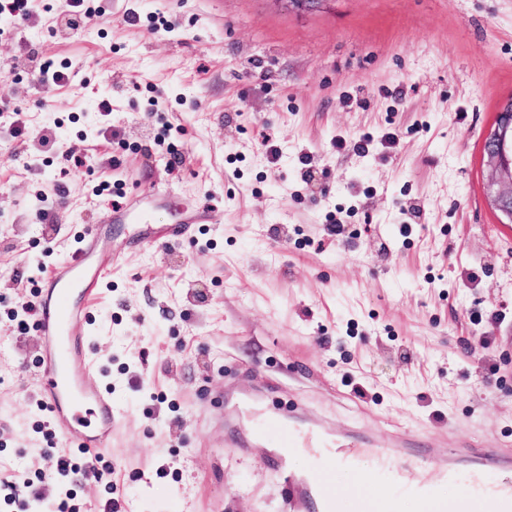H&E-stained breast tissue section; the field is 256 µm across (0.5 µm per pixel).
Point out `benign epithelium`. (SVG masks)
I'll list each match as a JSON object with an SVG mask.
<instances>
[{
    "label": "benign epithelium",
    "instance_id": "obj_1",
    "mask_svg": "<svg viewBox=\"0 0 512 512\" xmlns=\"http://www.w3.org/2000/svg\"><path fill=\"white\" fill-rule=\"evenodd\" d=\"M487 205L512 224V98L505 100L483 152Z\"/></svg>",
    "mask_w": 512,
    "mask_h": 512
}]
</instances>
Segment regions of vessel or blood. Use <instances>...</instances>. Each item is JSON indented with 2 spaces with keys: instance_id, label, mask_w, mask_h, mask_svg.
Masks as SVG:
<instances>
[{
  "instance_id": "obj_1",
  "label": "vessel or blood",
  "mask_w": 512,
  "mask_h": 512,
  "mask_svg": "<svg viewBox=\"0 0 512 512\" xmlns=\"http://www.w3.org/2000/svg\"><path fill=\"white\" fill-rule=\"evenodd\" d=\"M150 204L146 197H127L124 204L105 213L101 223L85 227L70 256L48 271L33 297L34 328L46 344V353L32 379L67 445L95 449L112 445V390L88 385L95 375L88 352V328L93 304L105 282L97 257L109 243L108 225L146 223ZM211 221L209 209L203 206L186 215L183 224L143 233L139 243L162 255L185 233L187 225ZM254 433L285 454H311L306 479L293 484L287 497L290 506L301 504L308 512H336V501L325 483L326 467L359 468L367 453L376 459L371 478L383 493L376 500L363 501V512H394L406 494L414 495L421 512H512L511 448L474 452L477 466L465 488L459 497L445 499L428 480L410 477L407 443L397 444L393 457L377 448L368 452L361 440L348 445L331 442L321 423L304 420L274 428L263 418Z\"/></svg>"
}]
</instances>
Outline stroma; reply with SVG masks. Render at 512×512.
Returning a JSON list of instances; mask_svg holds the SVG:
<instances>
[{
  "mask_svg": "<svg viewBox=\"0 0 512 512\" xmlns=\"http://www.w3.org/2000/svg\"><path fill=\"white\" fill-rule=\"evenodd\" d=\"M95 4L77 31L67 0H33L19 28L0 15V479L48 469L60 441L30 380L40 338L12 313L111 205L94 186L172 191L153 228L200 202L217 221L162 257L133 246L139 225H112L89 336L118 410L112 447L99 478L0 512H49L66 487L90 512L110 497L125 512H283L288 460L251 440L244 396L339 437L372 408L378 448L400 428L421 451L451 426L512 446V224L486 205L482 165L512 97V0ZM159 13L172 31L151 30ZM47 61L73 83L38 82ZM388 132L393 148L358 154ZM327 480L358 512L364 472Z\"/></svg>",
  "mask_w": 512,
  "mask_h": 512,
  "instance_id": "1",
  "label": "stroma"
}]
</instances>
